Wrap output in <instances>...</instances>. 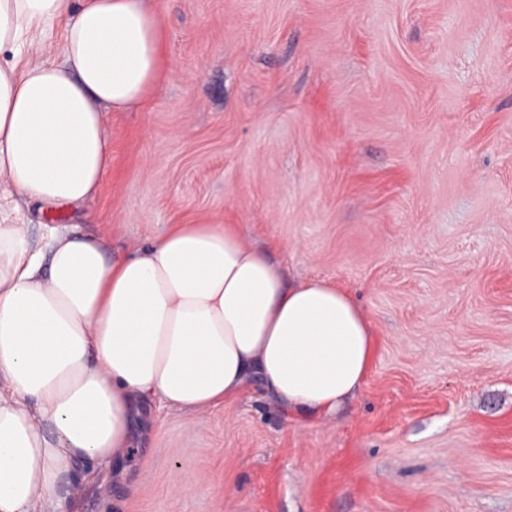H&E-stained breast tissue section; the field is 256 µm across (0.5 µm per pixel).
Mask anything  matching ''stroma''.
<instances>
[{"label":"stroma","mask_w":512,"mask_h":512,"mask_svg":"<svg viewBox=\"0 0 512 512\" xmlns=\"http://www.w3.org/2000/svg\"><path fill=\"white\" fill-rule=\"evenodd\" d=\"M150 2L167 66L105 113L98 193L14 221L111 256L239 225L287 282L350 290L376 353L329 419L258 380L191 425L151 406L69 512H512V0Z\"/></svg>","instance_id":"obj_1"}]
</instances>
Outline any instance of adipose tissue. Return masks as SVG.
I'll list each match as a JSON object with an SVG mask.
<instances>
[{
  "instance_id": "ef3b65f1",
  "label": "adipose tissue",
  "mask_w": 512,
  "mask_h": 512,
  "mask_svg": "<svg viewBox=\"0 0 512 512\" xmlns=\"http://www.w3.org/2000/svg\"><path fill=\"white\" fill-rule=\"evenodd\" d=\"M69 15L65 67L0 65V194L92 197L112 163L104 111L145 105L164 64L148 0H0V50ZM0 203V512H67L79 464L121 462L157 402L198 416L251 374L328 416L360 389L371 323L343 289L289 287L234 224H173L110 258L77 227L33 249Z\"/></svg>"
}]
</instances>
